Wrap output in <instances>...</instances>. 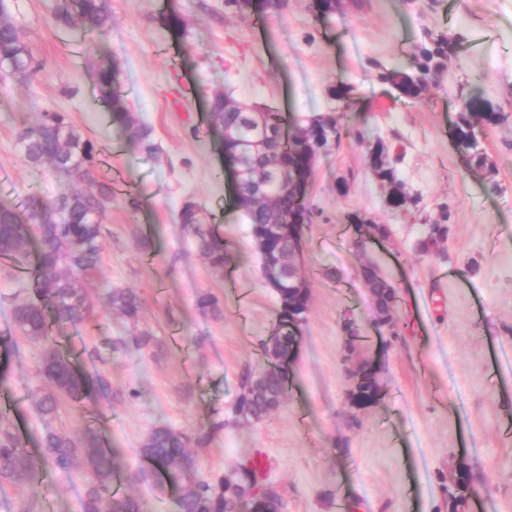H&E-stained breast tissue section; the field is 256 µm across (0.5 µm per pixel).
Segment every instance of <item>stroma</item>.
<instances>
[{"instance_id": "obj_1", "label": "stroma", "mask_w": 512, "mask_h": 512, "mask_svg": "<svg viewBox=\"0 0 512 512\" xmlns=\"http://www.w3.org/2000/svg\"><path fill=\"white\" fill-rule=\"evenodd\" d=\"M56 0H6L8 13L42 68L31 80L0 83V202L28 213L30 195L51 199L65 183L46 165L22 163L17 133L59 112L97 145L94 176L110 181L99 268L88 277L94 311L58 332L62 353L104 375L98 420L61 401L44 423L31 391L40 384L41 344L14 330L11 308L23 284L0 260V368L13 377L0 405L24 435L52 429L80 439L89 422L119 449L128 478L120 492L145 512L169 505L140 448L164 422L195 434L214 421L210 444L191 446L198 478L256 466L283 512H512V0H343V18H317L314 0H288L264 17L225 0H104L106 32L57 23ZM178 13L180 27L162 18ZM460 36L438 87L410 102L392 97L376 64L414 65L424 30ZM119 67L120 91L142 114L158 157L135 152L101 100L88 58ZM355 85L351 98L332 87ZM222 90L251 105L298 114L336 113L339 144L317 161L309 187L304 271L310 303L289 367L288 394L258 421L235 413L245 375L265 365L279 310L251 227L232 207V182L206 105ZM489 99L505 119L476 125L489 164L476 169L454 145L463 97ZM391 144L409 199L369 164L375 139ZM346 178V192L337 181ZM194 201L224 244L214 272L178 222ZM449 205L448 236L423 250L427 224ZM385 225L386 240L359 250L347 213ZM148 238L150 250L139 246ZM373 265L398 292L396 329L375 324L361 276ZM112 288L141 298L137 321L111 313ZM217 298L218 313L199 309ZM152 340L140 352L133 336ZM375 361L381 387L369 407H352L349 368ZM468 469L476 497L458 506L450 480ZM41 495L0 489V512H82L84 479L52 469Z\"/></svg>"}]
</instances>
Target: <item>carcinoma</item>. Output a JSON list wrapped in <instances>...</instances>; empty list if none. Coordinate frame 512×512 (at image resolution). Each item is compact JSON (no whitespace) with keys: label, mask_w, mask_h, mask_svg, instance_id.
<instances>
[{"label":"carcinoma","mask_w":512,"mask_h":512,"mask_svg":"<svg viewBox=\"0 0 512 512\" xmlns=\"http://www.w3.org/2000/svg\"><path fill=\"white\" fill-rule=\"evenodd\" d=\"M235 9L251 13H277L286 0H227ZM56 20L77 27L89 35L102 33L111 23V16L102 0H57ZM460 37L446 33L424 31V40L415 46L416 66L410 70L387 68L375 64L378 79L390 86L398 98L410 101L421 99L437 85L436 78L446 69L448 56L454 53ZM106 104L112 109L113 120L122 127L133 149L148 157L158 154L152 127L124 102L118 87V69L112 62H90ZM40 69L27 44L5 7L0 4V71L14 80H30ZM502 113L487 99L472 95L462 100L458 121L453 127V140L476 167L488 165V157L480 147L473 123L497 125ZM209 132L221 143L224 155L233 163L234 201L248 224H278L284 215L299 220L309 216L304 192L292 182L293 171L304 172L308 165L328 146L331 139L341 140L342 126L336 114L305 119L291 117L276 107H246L224 101V93H214L207 112ZM266 135V156L251 150L252 141ZM23 160L31 165L48 164L66 179L94 178L99 152L97 146L68 118L59 112H45L39 121L24 127L18 134ZM371 166L379 179L394 187L390 203L396 208L407 205L402 197L401 182L391 161V148L379 139L370 151ZM112 199V185L97 182L94 191L65 190L48 202L33 197L30 201V220H25L12 206L0 203V258L23 266L31 246H37V261L31 287L26 296L16 300L12 308V324L27 339L42 344L45 354L38 373L42 386L35 390L43 420L49 421L59 409V397H65L80 407L96 408L99 392L105 381L99 375L85 372L63 356L54 344L52 325L46 308L58 306V320L78 327L84 324L92 310V296L84 286L85 277L100 263L103 240V220L106 203ZM449 219L448 207H443L441 220L429 226L422 244L428 250L448 235L444 222ZM179 221L188 227L194 238L199 257L215 272H224L227 258L224 244L206 226L203 216L190 211L179 213ZM309 299L303 307L290 311L283 307L276 320L277 335L281 338L282 354L288 355L299 345L300 324L305 320ZM110 305L120 316L138 318L141 301L129 289H114ZM355 390L364 397L379 392L368 362H361L351 373ZM261 386L263 395H254L252 379L245 380L237 409L248 406L251 417L259 420L276 409L274 401H283L288 393L286 361L268 364ZM223 427L213 422L195 437L165 424L155 426L147 436L140 455L153 465L161 478L183 485L181 495L172 503L173 512H283L278 494L247 496L245 487L256 483L255 470L249 466L236 475L218 476L210 481L195 477L189 445H206ZM41 460L56 472L68 475L75 470L76 459H82L86 478L82 512H143V504L114 491L124 471L122 454L103 445L94 426L83 432L81 448L60 431L47 430L39 440ZM28 483L33 490L41 487L37 466L24 448L21 437L8 419L0 421V484Z\"/></svg>","instance_id":"carcinoma-1"}]
</instances>
